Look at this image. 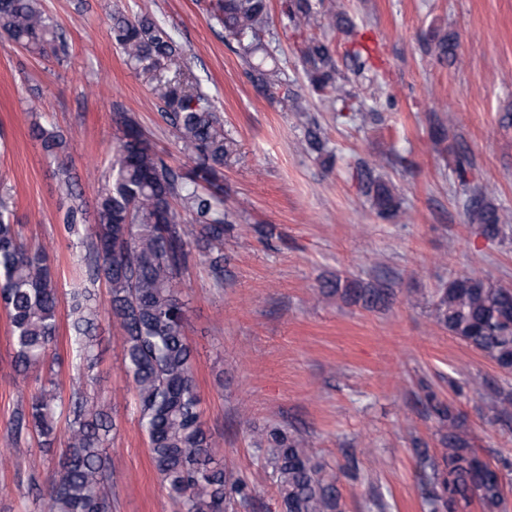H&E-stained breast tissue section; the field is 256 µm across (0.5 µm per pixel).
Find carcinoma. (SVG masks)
I'll list each match as a JSON object with an SVG mask.
<instances>
[{"label":"carcinoma","mask_w":512,"mask_h":512,"mask_svg":"<svg viewBox=\"0 0 512 512\" xmlns=\"http://www.w3.org/2000/svg\"><path fill=\"white\" fill-rule=\"evenodd\" d=\"M283 19L294 27L309 25L315 17L311 0H281ZM270 14L268 0H221L216 19L224 37L236 45L246 75L264 96L286 102L290 95L275 60L264 43ZM0 39L33 54L66 53L50 18L37 0H0ZM112 40L126 62L157 81L180 150L192 161L185 172L172 168L162 152L143 133L139 122L124 113L112 163V181L96 201V224L89 228L83 253L77 256L85 281H103L109 288V314L121 334L122 364L135 390L138 421L148 440L150 459L177 512H235L248 505L254 486L224 472V449L205 428L201 397L194 374L193 350L185 335L186 305L180 275L193 257L203 256L215 284L224 281V233L235 223V213L224 209L220 169L237 151L230 130L212 98L198 83L183 78L184 51L161 26L142 16L112 17ZM441 60L456 55L450 36L434 46ZM310 86L347 103L352 98L336 76L331 45L308 38L300 50ZM31 133L46 154L58 162L65 194L76 198L65 162L67 142L58 132L39 124ZM302 148L326 164L333 155L317 123L304 131ZM456 171L466 186L467 208L482 234L496 239L504 232L497 212L483 205L486 188L469 186L464 156ZM359 188L385 220L395 219L399 197L373 171L356 169ZM82 205H70L64 215L69 233L84 223ZM339 293L367 309L385 305L394 289L384 281L366 287H340ZM0 305L7 313L14 370L26 375L43 366L59 338L58 289L48 251L24 241L20 225L0 201ZM431 314L435 322L490 358L504 372H512V291L491 280L460 274L435 289ZM97 295L84 287L72 292L69 341L77 367L89 376L97 364L95 321ZM38 387L17 404L7 438L18 446L31 439L39 452L50 455L60 423H65L67 448L58 458L47 491L35 479L36 512H112L108 489L112 474L104 444L115 423L110 413L82 389L72 390L64 403L51 377L35 378ZM420 399L426 419L441 435L439 454L414 441L423 502L427 512H458L477 504L481 512H504L505 475L471 446L461 415L428 384ZM496 418L512 420V392L493 389ZM253 444L277 490V512H344L336 474L327 471L302 434L274 425L252 430Z\"/></svg>","instance_id":"obj_1"}]
</instances>
